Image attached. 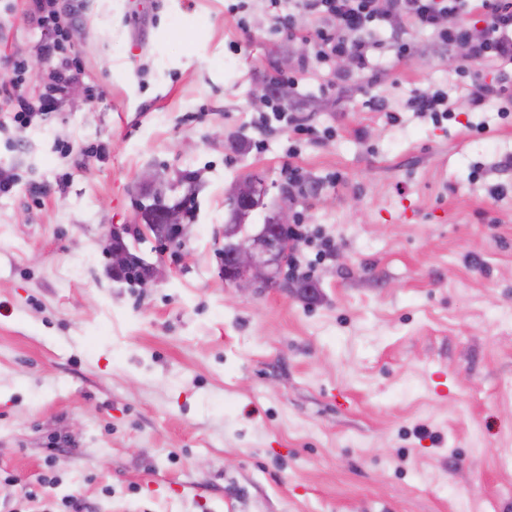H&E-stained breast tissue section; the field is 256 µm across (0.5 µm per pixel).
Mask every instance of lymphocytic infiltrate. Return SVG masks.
Here are the masks:
<instances>
[{
	"label": "lymphocytic infiltrate",
	"mask_w": 512,
	"mask_h": 512,
	"mask_svg": "<svg viewBox=\"0 0 512 512\" xmlns=\"http://www.w3.org/2000/svg\"><path fill=\"white\" fill-rule=\"evenodd\" d=\"M28 17L47 34L41 46L44 55L58 58L52 80L47 87L48 97L64 93L78 81L79 73L73 70L67 56L71 32V19L60 7L58 0H31ZM295 4L314 15L318 24L313 41L312 59H301L300 68L310 62L323 65L338 58H351L357 71L372 67L371 52L378 44L370 33L376 22L392 24L394 39L390 48L399 61L410 59L408 43L401 40L405 29L429 32L442 45L466 46L468 63L494 61L499 71L492 82L473 81L469 101L473 110H482L493 100L512 102V0H294ZM478 13L484 24L481 36H474L467 24L447 25V18ZM6 81L0 83V94L14 104L13 121L27 126L35 117L49 114L48 105H34L20 92L25 81L26 64L22 59L7 60Z\"/></svg>",
	"instance_id": "f902f5d3"
}]
</instances>
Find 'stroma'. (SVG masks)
Returning <instances> with one entry per match:
<instances>
[{
	"instance_id": "35a3bbf8",
	"label": "stroma",
	"mask_w": 512,
	"mask_h": 512,
	"mask_svg": "<svg viewBox=\"0 0 512 512\" xmlns=\"http://www.w3.org/2000/svg\"><path fill=\"white\" fill-rule=\"evenodd\" d=\"M68 2L80 95L24 130L0 99V512H512V115L472 111L427 32L399 62L378 26L373 72L331 89L266 0ZM27 8L0 0V56L38 55ZM284 67L303 134L257 129ZM427 87L450 119L409 109ZM291 165L312 285L239 293L225 190L264 178L255 231ZM147 168L191 198L183 250L136 233ZM116 236L164 262L148 293L113 277Z\"/></svg>"
}]
</instances>
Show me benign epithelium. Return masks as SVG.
<instances>
[{
  "instance_id": "7a95c632",
  "label": "benign epithelium",
  "mask_w": 512,
  "mask_h": 512,
  "mask_svg": "<svg viewBox=\"0 0 512 512\" xmlns=\"http://www.w3.org/2000/svg\"><path fill=\"white\" fill-rule=\"evenodd\" d=\"M265 193L263 181L254 177L236 182L225 193L226 202L236 215L237 223L224 227V238L228 242L225 253L221 254L220 274L224 282L237 290L257 292L275 285L293 249V241L288 236L293 204L286 197L275 216L257 234L238 236L239 222L262 204ZM159 215L158 223L152 224L143 213H138L137 217L143 221L139 225L140 233L164 246L171 241L185 242L187 224L183 221L182 207L168 204L159 211ZM109 253L112 270L116 273L124 272L132 263L131 255L123 249L112 248ZM160 276L161 271L156 266L145 263L137 286L145 291L153 287Z\"/></svg>"
}]
</instances>
